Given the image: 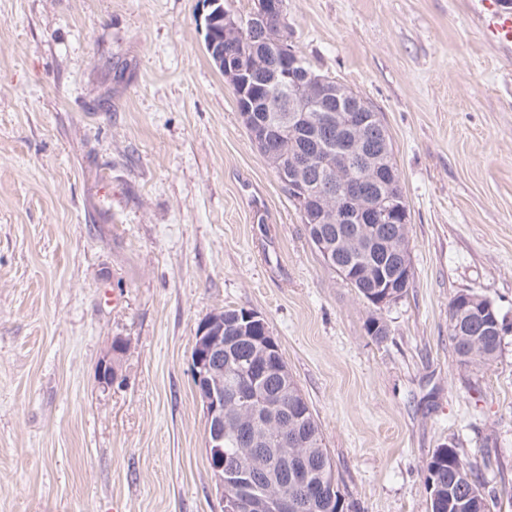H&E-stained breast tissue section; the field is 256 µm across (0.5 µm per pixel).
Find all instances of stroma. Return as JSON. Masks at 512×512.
<instances>
[{"label": "stroma", "mask_w": 512, "mask_h": 512, "mask_svg": "<svg viewBox=\"0 0 512 512\" xmlns=\"http://www.w3.org/2000/svg\"><path fill=\"white\" fill-rule=\"evenodd\" d=\"M284 10L391 139L413 276L381 342L205 54L201 0H0V512H221L190 366L224 308L265 318L349 512H428L449 444L512 512V329L488 366L448 339L465 290L512 325V53L478 0Z\"/></svg>", "instance_id": "obj_1"}]
</instances>
